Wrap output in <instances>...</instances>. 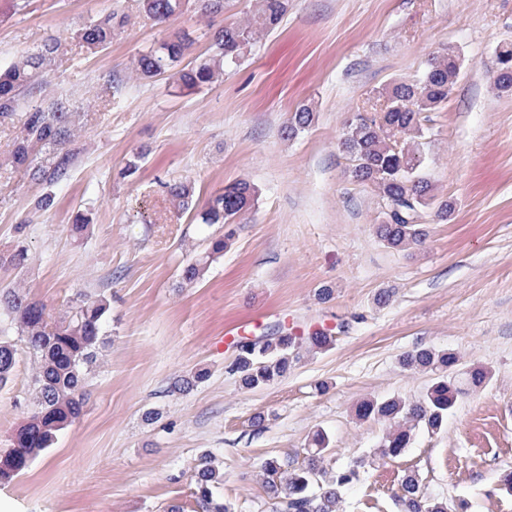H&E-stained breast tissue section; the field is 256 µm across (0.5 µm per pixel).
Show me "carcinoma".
I'll return each instance as SVG.
<instances>
[{"mask_svg": "<svg viewBox=\"0 0 512 512\" xmlns=\"http://www.w3.org/2000/svg\"><path fill=\"white\" fill-rule=\"evenodd\" d=\"M205 18L224 13V0H137V8L156 24L167 26L183 14L187 5ZM287 9L286 0H253L250 16L224 25L213 34L210 53L192 67H180L191 45L188 34L174 31L157 48L138 56L132 69L140 80L168 75L178 86L197 91L224 75V68L237 63L260 35L275 26ZM128 16L114 11L70 32L69 39L88 53H97L112 43L115 32L125 26ZM63 43L49 39L36 54L22 55L0 68V123H12L11 150L5 159L36 183L63 181L77 154L75 113L62 103L44 107L34 98L50 83L49 71ZM460 71V58L445 51L430 60L413 80L393 84L374 98L369 113L357 114L348 124L340 149L350 161L349 177L374 187L385 207L392 210L376 225V234L387 247L401 250L422 244L428 232L420 223L423 209L435 205L436 215L448 218L452 204L437 201L432 183L419 172L423 137L422 114L433 112L448 101ZM494 90L512 95V45L496 52L491 74ZM27 111L16 115L20 105ZM314 112L303 106L289 118L284 134L292 137L310 126ZM161 192L176 208L187 211L196 205L194 185L173 180L159 183ZM257 202L254 188L245 181L224 186L210 197L200 211L204 224H236ZM233 231L212 237L204 254L181 270L182 284L192 286L204 278L211 262L223 255ZM28 259L18 247L0 255V265L20 267ZM110 303L103 295H79L54 316L46 305L23 288L0 291V310L6 312L15 336L0 334V387L14 376L19 355L26 353L35 368L33 408L27 420L11 436L10 445L0 450V482L9 483L23 474L36 458L50 448L57 435L83 414L88 397V364L103 343V323ZM335 342L329 330L297 336L282 328L272 336L237 342V354L229 365L240 386L254 390L288 375L303 352L326 350ZM459 358L453 352L419 348L402 356L405 370L429 371L434 382L422 399L400 397L360 402L355 415L360 420H377L386 425L377 448L380 458H395L410 447L413 431L423 428L435 433L442 428L448 411L458 398L481 388L488 372L480 367L457 370ZM207 371L182 376L173 389L186 392L204 381ZM314 451L305 463L295 466L276 458L263 466L271 512H337L343 488L357 478L354 468L333 470L326 463L330 440L321 432L314 439ZM221 482L210 455L201 456L194 475L195 501L202 512H230L215 495ZM401 512H454V505L428 497L419 479L408 474L395 496Z\"/></svg>", "mask_w": 512, "mask_h": 512, "instance_id": "obj_1", "label": "carcinoma"}]
</instances>
